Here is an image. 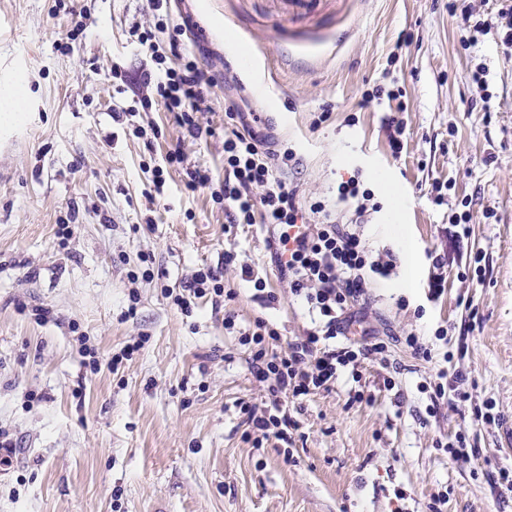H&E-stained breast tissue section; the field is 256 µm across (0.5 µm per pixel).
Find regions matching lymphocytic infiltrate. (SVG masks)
Here are the masks:
<instances>
[{
  "mask_svg": "<svg viewBox=\"0 0 512 512\" xmlns=\"http://www.w3.org/2000/svg\"><path fill=\"white\" fill-rule=\"evenodd\" d=\"M153 30L138 32L137 43L154 59L155 68L140 75V83L153 90V98H142L126 107L128 115L150 110L160 104L171 112L184 135L200 139L212 130L203 122L204 92L214 79L195 60L182 67L167 66L166 58L178 55L182 29H175L167 46H159L154 29L167 23L169 0H148ZM261 119L254 112H231L224 125V176L215 178L209 170L188 166L181 147L170 149L165 168L186 171L187 189L207 187L214 203L222 205L227 223L251 224L261 221L269 233V248L280 276L291 295L306 303L314 325L303 334L282 339L276 328L256 320L242 333V345L251 350L249 371L264 393V408L256 410L240 401L253 447L274 442L284 460H292L291 446L302 425L297 417L298 401L319 393L332 392L341 372L360 381L364 365H387L389 346L381 336L367 329V292L379 278L390 277L394 259L373 255L362 236L343 223L320 199L301 203L296 186L284 177L298 162L293 147L259 135ZM165 168L155 169L156 191L166 184ZM240 268L242 276L253 278L264 301H274L265 282L254 278L250 267H238L237 255L228 250L224 263L197 271L183 282L171 301L181 311H190L195 300L206 298L222 306L232 291L224 287V272Z\"/></svg>",
  "mask_w": 512,
  "mask_h": 512,
  "instance_id": "1",
  "label": "lymphocytic infiltrate"
}]
</instances>
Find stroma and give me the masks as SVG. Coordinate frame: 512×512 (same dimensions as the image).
I'll list each match as a JSON object with an SVG mask.
<instances>
[{"instance_id": "stroma-1", "label": "stroma", "mask_w": 512, "mask_h": 512, "mask_svg": "<svg viewBox=\"0 0 512 512\" xmlns=\"http://www.w3.org/2000/svg\"><path fill=\"white\" fill-rule=\"evenodd\" d=\"M75 4L86 29L72 41L58 0H0V89L23 78L27 100L22 114L0 112V428L16 444L0 467V512H431L437 497L442 512H512L497 485L499 469H512L502 442L512 425V45L502 33L467 28L448 0H174L169 26L196 21L187 48L215 79L214 134L192 141L157 105L146 116L157 138L112 119L144 96L140 74L153 66L132 34L153 23L146 0ZM115 64L118 84L104 79ZM396 84L407 107L397 158L388 99H364ZM241 98L296 149L287 177L301 197L335 204L353 175L373 191L379 209L360 232L396 261L369 290L368 322L391 339L388 366H365L357 383L341 373L333 392L304 399L290 463L244 441L237 404L263 393L239 333L262 318L282 338L300 335L307 309L280 279L262 224L226 228L209 189H186L173 170L159 194L145 171L179 144L189 164L223 173L225 110ZM437 182L448 186L443 206L431 202ZM466 200L471 235L459 245L449 217ZM72 207L78 224L63 245L57 226ZM229 249L275 302L232 270L224 285L237 296L225 310L203 298L184 314L163 296ZM432 251L450 257L435 301ZM143 253L150 283L138 277ZM441 328L447 340L436 339ZM410 332L439 350L466 342L447 368L468 374L472 405L492 402L496 423L475 422L449 394L429 413L436 370L400 344ZM81 333L106 358L147 342L93 374ZM358 385L361 402L349 398ZM461 430L477 458L444 451Z\"/></svg>"}]
</instances>
